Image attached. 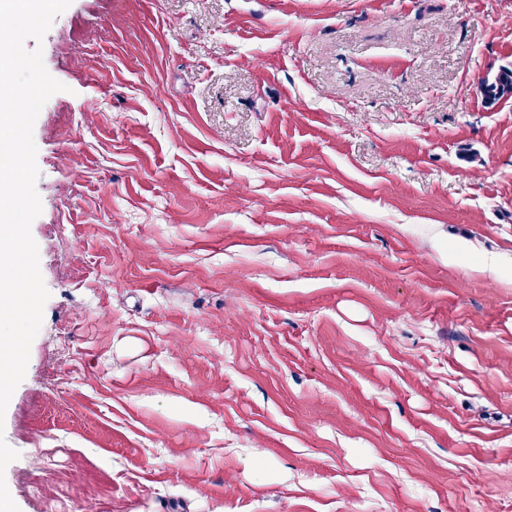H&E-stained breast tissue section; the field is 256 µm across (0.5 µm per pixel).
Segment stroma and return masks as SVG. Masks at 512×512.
Wrapping results in <instances>:
<instances>
[{"mask_svg":"<svg viewBox=\"0 0 512 512\" xmlns=\"http://www.w3.org/2000/svg\"><path fill=\"white\" fill-rule=\"evenodd\" d=\"M20 512L512 508V0H72ZM480 92L487 104H494L512 96V68L501 69L493 78L480 82Z\"/></svg>","mask_w":512,"mask_h":512,"instance_id":"stroma-1","label":"stroma"}]
</instances>
